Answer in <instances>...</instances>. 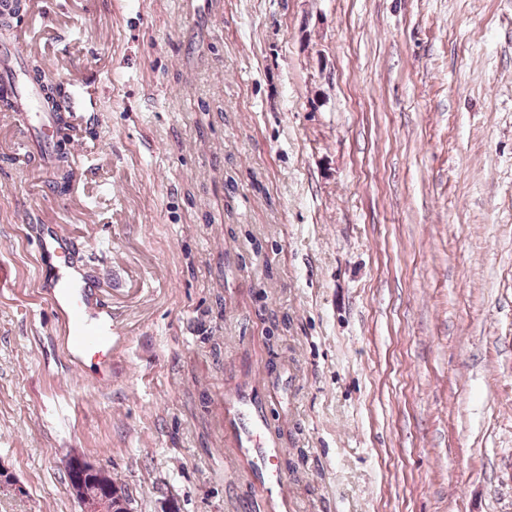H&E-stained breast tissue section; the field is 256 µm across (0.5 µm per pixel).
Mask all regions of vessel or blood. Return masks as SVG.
I'll return each instance as SVG.
<instances>
[{
    "label": "vessel or blood",
    "instance_id": "vessel-or-blood-1",
    "mask_svg": "<svg viewBox=\"0 0 512 512\" xmlns=\"http://www.w3.org/2000/svg\"><path fill=\"white\" fill-rule=\"evenodd\" d=\"M17 63L11 49L0 47V77L13 81L20 108L28 112L34 127L43 131L56 130V115L60 112L74 113L81 109L84 90H77L68 97L53 103H43L38 96V88L33 80L17 81ZM40 253L57 251L72 252L78 247L75 237L63 232L58 225H47L37 240ZM45 295L51 308L60 314V343L62 355L69 367L84 371L85 362L90 356H98L97 380L109 383L112 380V363L115 354L112 347V308L99 293V286L93 277L83 281H57L47 285ZM100 313V320H92L90 310ZM238 406L236 413L229 418V425L235 426V453L245 461L268 496L283 500L284 480L275 469L280 450L272 439H260L259 432L265 424L266 416L261 402L245 393L234 398Z\"/></svg>",
    "mask_w": 512,
    "mask_h": 512
}]
</instances>
